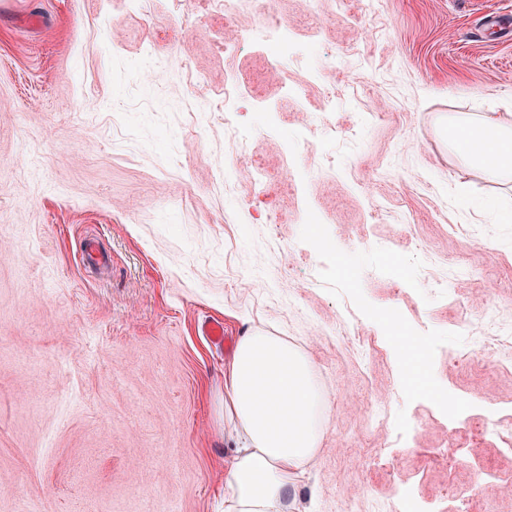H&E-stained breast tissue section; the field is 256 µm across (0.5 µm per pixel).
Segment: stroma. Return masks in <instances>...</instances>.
<instances>
[{"mask_svg": "<svg viewBox=\"0 0 512 512\" xmlns=\"http://www.w3.org/2000/svg\"><path fill=\"white\" fill-rule=\"evenodd\" d=\"M275 9L298 104L244 41L245 7L228 20L193 0L189 30L167 0L0 9V512H223L224 364L249 332L298 346L327 396L300 507L372 512L407 488L439 512L453 485L470 490L462 512H512V452L468 428L512 414V347L456 363L484 302L512 321V224L456 198L512 206V188L460 162L445 130L512 113V0ZM151 57L165 73L148 84ZM231 71L280 110L243 105L266 177L236 166L224 186L237 142L209 94ZM370 112L387 119L349 137ZM89 238L107 265L85 263ZM452 264L447 290L425 287Z\"/></svg>", "mask_w": 512, "mask_h": 512, "instance_id": "obj_1", "label": "stroma"}]
</instances>
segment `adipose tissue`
<instances>
[{
  "instance_id": "ef3b65f1",
  "label": "adipose tissue",
  "mask_w": 512,
  "mask_h": 512,
  "mask_svg": "<svg viewBox=\"0 0 512 512\" xmlns=\"http://www.w3.org/2000/svg\"><path fill=\"white\" fill-rule=\"evenodd\" d=\"M448 143L489 181L512 183V119L484 112L448 119ZM325 394L303 353L266 333L242 336L224 366L230 491L224 512H288L320 451Z\"/></svg>"
}]
</instances>
